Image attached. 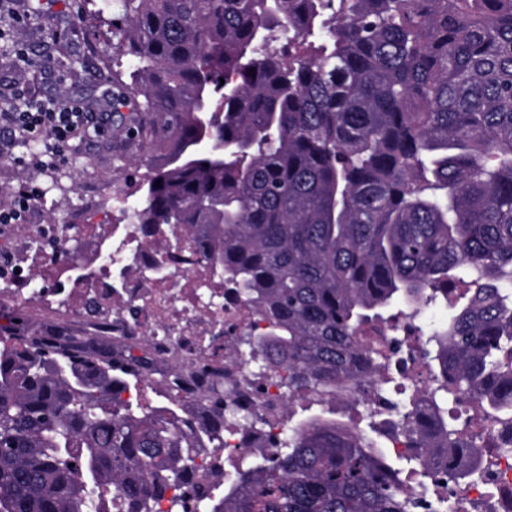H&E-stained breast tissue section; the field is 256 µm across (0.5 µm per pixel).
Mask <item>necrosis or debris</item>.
<instances>
[{
    "mask_svg": "<svg viewBox=\"0 0 512 512\" xmlns=\"http://www.w3.org/2000/svg\"><path fill=\"white\" fill-rule=\"evenodd\" d=\"M156 257L147 247L137 225L124 222L94 224L88 229L83 250L70 264H49L28 252L36 274L9 271L0 286V306L34 307L72 333L148 338V357L164 369L180 371L184 380L224 378L225 405L254 409L260 436L251 442L266 454L265 435L288 430L283 410L279 372L256 373L227 357V337L249 330L254 315L244 306L224 302L222 288L214 284L208 264L200 254L171 249L169 269L156 274L150 267ZM98 305L97 315L85 312L88 300ZM421 321L383 326L372 333V344L386 348L390 366L405 364L400 383L407 392L425 391L431 378L421 362L410 361L404 343L417 337ZM365 408L375 411L385 430L386 446L398 458H411L419 450L405 421L390 411L387 398L367 391ZM471 444L469 455L453 457L443 494L433 487L407 484L412 512H446L451 501L455 512H512V422L487 420L463 431Z\"/></svg>",
    "mask_w": 512,
    "mask_h": 512,
    "instance_id": "1",
    "label": "necrosis or debris"
}]
</instances>
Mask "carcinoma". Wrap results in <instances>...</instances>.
I'll return each instance as SVG.
<instances>
[{
	"label": "carcinoma",
	"instance_id": "carcinoma-1",
	"mask_svg": "<svg viewBox=\"0 0 512 512\" xmlns=\"http://www.w3.org/2000/svg\"><path fill=\"white\" fill-rule=\"evenodd\" d=\"M109 69L147 167L123 209L144 242L179 232L263 323L234 356L280 369L293 402L389 391L366 328H428V414L406 396L419 471L470 451L460 424L512 419V0H124ZM135 58L124 68V57ZM161 186H155L156 181ZM0 336V512H406L370 417L312 415L268 438L224 495L201 496L224 447L209 392L169 422L137 393L145 339Z\"/></svg>",
	"mask_w": 512,
	"mask_h": 512
}]
</instances>
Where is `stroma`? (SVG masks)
Listing matches in <instances>:
<instances>
[{"instance_id": "obj_1", "label": "stroma", "mask_w": 512, "mask_h": 512, "mask_svg": "<svg viewBox=\"0 0 512 512\" xmlns=\"http://www.w3.org/2000/svg\"><path fill=\"white\" fill-rule=\"evenodd\" d=\"M92 8L96 17H84L77 0H45L37 20L15 31L33 54L54 58L56 66L33 72L12 56L0 55V90L27 81L43 98L65 94L94 104L109 95L112 77L102 63L112 51L107 24L122 17L123 0H93ZM60 30L73 31V39L55 41ZM118 123L117 115H109L107 139L81 145L74 157L53 170L0 162V203L26 180L39 184L44 193L18 235H26L30 224H101L107 213L117 211L115 194L132 192L144 173L143 166L128 155L126 136L116 130Z\"/></svg>"}]
</instances>
